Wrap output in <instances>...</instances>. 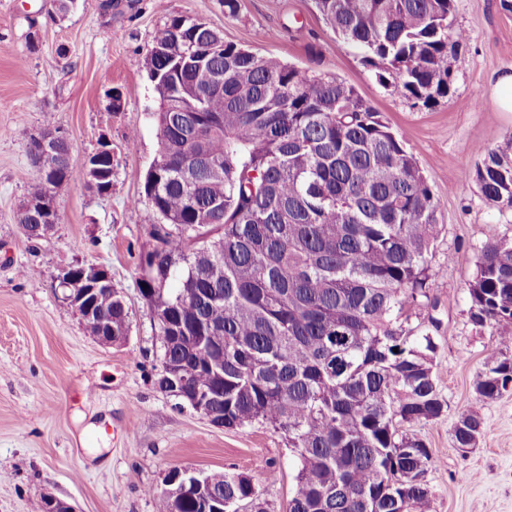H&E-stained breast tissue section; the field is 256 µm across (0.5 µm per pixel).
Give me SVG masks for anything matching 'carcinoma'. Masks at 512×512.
<instances>
[{"instance_id":"carcinoma-1","label":"carcinoma","mask_w":512,"mask_h":512,"mask_svg":"<svg viewBox=\"0 0 512 512\" xmlns=\"http://www.w3.org/2000/svg\"><path fill=\"white\" fill-rule=\"evenodd\" d=\"M336 36L363 53L377 82L425 107L451 93L448 37L454 0H315ZM146 56L176 112L157 113L155 173L144 196L162 218L161 252L140 256L141 294L157 314L160 390L177 374L211 390L224 427L262 422L288 437L297 458L286 512H427L429 448L407 427L444 412L434 336L415 333L410 307L431 305L429 261L440 202L418 162L378 112L342 80L279 57H258L212 25L176 16ZM207 55L202 69L183 53ZM26 202L52 190L60 159ZM486 201L512 211V138L465 173ZM471 321L498 350L474 380L483 401L512 389V239L487 243L468 281ZM112 333L128 332L122 296ZM204 336L193 351L168 319ZM224 356V375L210 360ZM479 411L454 428L475 447ZM232 512H271L246 475L214 478L206 495L156 497L157 512H202L205 498Z\"/></svg>"}]
</instances>
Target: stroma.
<instances>
[{"mask_svg": "<svg viewBox=\"0 0 512 512\" xmlns=\"http://www.w3.org/2000/svg\"><path fill=\"white\" fill-rule=\"evenodd\" d=\"M464 31L451 94L432 107L381 86L361 52L325 25L314 0H0V512H33L43 497L76 512H156L154 488L175 468L243 473L284 512L295 488L294 456L262 423L225 429L161 392L160 344L139 288V258L160 217L143 200L157 156L158 96L143 67L156 31L176 16L210 23L256 56L276 55L309 73L354 86L418 161L440 201V237L429 307L411 324L439 347L434 375L445 402L435 420L411 426L430 448V512H512V389L477 401L473 381L497 349L469 318L466 283L484 245L512 238V211H498L466 178L487 149L512 137V112L492 99L495 76L512 69V11L500 0H455ZM122 106H109L112 92ZM55 127L81 155L112 143V190L89 188L82 169L53 193L58 223L27 239L15 217L37 177L30 142ZM136 134L135 149L126 138ZM104 266L130 319L126 344L90 336L55 286L63 267ZM478 407L474 448L453 444L459 414Z\"/></svg>", "mask_w": 512, "mask_h": 512, "instance_id": "1", "label": "stroma"}]
</instances>
